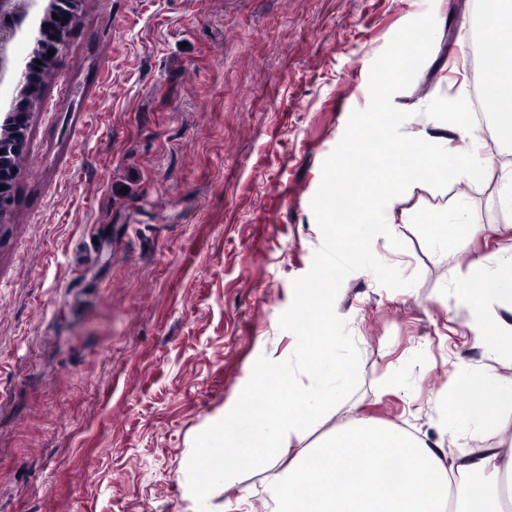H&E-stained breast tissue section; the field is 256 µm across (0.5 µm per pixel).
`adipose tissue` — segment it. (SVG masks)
<instances>
[{
	"instance_id": "1",
	"label": "adipose tissue",
	"mask_w": 512,
	"mask_h": 512,
	"mask_svg": "<svg viewBox=\"0 0 512 512\" xmlns=\"http://www.w3.org/2000/svg\"><path fill=\"white\" fill-rule=\"evenodd\" d=\"M475 281L456 293L471 310L480 342L512 348V252L494 265L472 262ZM443 403L454 454L396 426L355 417L319 446L300 449L266 486L267 512H506L512 497V439L467 448L495 412L512 411V379L484 370L458 373Z\"/></svg>"
}]
</instances>
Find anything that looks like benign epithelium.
<instances>
[{
    "mask_svg": "<svg viewBox=\"0 0 512 512\" xmlns=\"http://www.w3.org/2000/svg\"><path fill=\"white\" fill-rule=\"evenodd\" d=\"M80 0H0V87L25 85L35 79L29 44L43 53L53 51V61L61 52L66 38L78 20ZM39 18L36 33L29 22ZM49 28H43V25ZM30 107L14 97L7 112L0 114V215L12 203L19 172L16 159L26 145Z\"/></svg>",
    "mask_w": 512,
    "mask_h": 512,
    "instance_id": "1",
    "label": "benign epithelium"
}]
</instances>
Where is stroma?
Returning <instances> with one entry per match:
<instances>
[{"label": "stroma", "mask_w": 512, "mask_h": 512, "mask_svg": "<svg viewBox=\"0 0 512 512\" xmlns=\"http://www.w3.org/2000/svg\"><path fill=\"white\" fill-rule=\"evenodd\" d=\"M433 12L432 51L393 104L416 128L435 97L478 90L461 29L472 0H82L31 112L0 223V512H187L197 434L223 418L258 357L281 361L293 282L322 234L324 160L370 102L374 60ZM498 168L418 189L415 212L455 201L483 233L447 253L398 224L372 251L405 288L352 272L336 298L360 357L355 392L306 431L352 416L441 440L456 366L512 378L474 342L454 288L471 259L512 246ZM258 468L212 512L262 491Z\"/></svg>", "instance_id": "35a3bbf8"}]
</instances>
